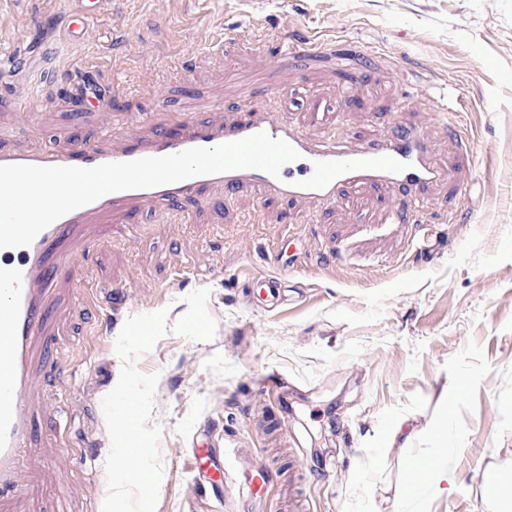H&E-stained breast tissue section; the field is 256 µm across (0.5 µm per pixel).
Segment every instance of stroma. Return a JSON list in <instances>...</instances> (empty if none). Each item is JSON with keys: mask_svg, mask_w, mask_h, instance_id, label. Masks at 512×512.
I'll return each instance as SVG.
<instances>
[{"mask_svg": "<svg viewBox=\"0 0 512 512\" xmlns=\"http://www.w3.org/2000/svg\"><path fill=\"white\" fill-rule=\"evenodd\" d=\"M72 4L0 0V62H29L0 77L11 148L78 151L107 131L118 145L189 114L220 124L261 108L353 144L415 128L448 175L416 224L384 222L386 195L367 185L350 206L213 186L97 217L64 244L73 263L36 339L20 487L0 512H102L115 340L132 315L176 322L198 288L213 339L171 332L137 362L159 375L156 512H289L288 479L306 512H491L485 474L512 489V0H102L69 38ZM310 36L324 50L271 65ZM85 71L98 94L69 111L60 100ZM271 374L281 389L260 388ZM400 421L405 436L387 440ZM202 447L225 485H197ZM416 456L441 457L456 490L404 494ZM259 467L270 482L255 498Z\"/></svg>", "mask_w": 512, "mask_h": 512, "instance_id": "35a3bbf8", "label": "stroma"}]
</instances>
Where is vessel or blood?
Returning <instances> with one entry per match:
<instances>
[{
  "label": "vessel or blood",
  "instance_id": "1",
  "mask_svg": "<svg viewBox=\"0 0 512 512\" xmlns=\"http://www.w3.org/2000/svg\"><path fill=\"white\" fill-rule=\"evenodd\" d=\"M96 0H79L66 22L70 34L81 33L97 17ZM258 132L283 140L299 154L279 176L258 169H236L195 176L163 186L107 194L79 207L40 232L31 245L0 249V496L17 491L19 456L30 437L25 392L30 381L33 342L44 330L47 291L63 258L55 246L99 215L123 212L136 201L174 204L198 195L213 184L232 195L245 187L284 197L343 199L347 189L377 185L390 193L412 194L442 177L428 144L411 132L379 138L355 147L334 139L308 138L288 122L262 112L248 113L224 125L187 120L180 133L155 129L151 138L129 136L121 148L100 142L77 153L0 148V165L74 166L90 168L108 162L164 156L192 147H214Z\"/></svg>",
  "mask_w": 512,
  "mask_h": 512
}]
</instances>
